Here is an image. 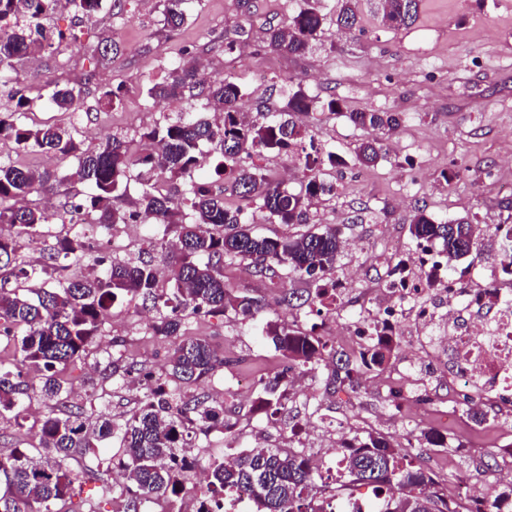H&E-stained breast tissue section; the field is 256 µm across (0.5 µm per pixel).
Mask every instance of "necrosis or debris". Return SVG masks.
<instances>
[{"mask_svg":"<svg viewBox=\"0 0 512 512\" xmlns=\"http://www.w3.org/2000/svg\"><path fill=\"white\" fill-rule=\"evenodd\" d=\"M378 290L352 295L351 271L338 273L322 313L360 340L437 337L452 356L457 383L476 403L512 390V273L488 263L483 273L448 272L440 249L393 240L377 254Z\"/></svg>","mask_w":512,"mask_h":512,"instance_id":"1","label":"necrosis or debris"}]
</instances>
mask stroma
<instances>
[{
  "label": "stroma",
  "instance_id": "1",
  "mask_svg": "<svg viewBox=\"0 0 512 512\" xmlns=\"http://www.w3.org/2000/svg\"><path fill=\"white\" fill-rule=\"evenodd\" d=\"M374 4L358 0L356 28L341 31L330 23L310 52L288 57L268 50L266 32L287 21L297 0H203L189 24L175 32L161 28L159 0L147 11L141 0H118L112 19L103 21L87 20L67 8L47 24L80 32L79 42L25 62L16 87L0 89V107H10L12 91H20L31 101V121L79 125L86 146L93 147L104 136L132 132L154 119L143 96L149 82L161 80L174 58L189 54L203 60L209 74L235 77L242 88L239 105L252 113L282 106L288 86L280 74L285 71L308 95L333 98L341 105L336 113L317 108L298 118L325 150L335 152L337 164L324 162L318 170L333 180L336 194L310 208L304 227L270 224L263 213L254 212L255 232L283 237L333 225L341 238H365L378 250L386 236L409 238V221L421 207L440 220L468 215L481 224L505 222L507 213L500 203L506 197L504 184L512 181V167L506 165L512 159V0H420L417 20L399 29L383 26ZM104 34L120 45L115 60L108 63L94 50ZM229 43L248 47L233 64L224 51ZM50 82L81 86L83 111L47 108ZM105 87L121 88L122 100L100 102ZM363 110L402 116L398 130L384 139V159L373 167L360 165L354 154L366 133L348 115ZM225 273L236 295L265 303L263 320L316 328L337 352H358L359 340L336 329L331 320L315 325L279 305L282 293L304 288L303 280L274 284L243 263ZM142 308L138 299L115 307L122 320L109 323L107 331L124 340L132 357L159 373L173 341L129 319V312ZM187 329L206 337L233 364L181 385V393L233 406L244 447H252L258 437L265 447H287L285 420L267 417L254 401L236 399L238 381L270 378L281 370L284 359L271 340L257 336L255 323L231 313L189 319ZM395 365L411 369L419 380L416 401L394 402L387 387L378 384L377 373L371 372L358 387L333 397L316 401L304 394L289 399L287 420L311 418L315 446L326 439L332 425L348 437L359 428L372 429L401 449L407 447L410 431L438 432L447 438L444 447L429 449L417 457V464L451 488L462 480L483 483L492 453L512 446V396L501 399L493 418L478 422L459 414L447 423L441 410L454 406L458 398L448 354L411 349L404 338ZM44 412V404L35 400L23 425L0 423V454L30 447Z\"/></svg>",
  "mask_w": 512,
  "mask_h": 512
}]
</instances>
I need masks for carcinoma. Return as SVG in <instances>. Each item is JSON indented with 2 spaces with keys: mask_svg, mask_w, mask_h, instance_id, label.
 I'll list each match as a JSON object with an SVG mask.
<instances>
[{
  "mask_svg": "<svg viewBox=\"0 0 512 512\" xmlns=\"http://www.w3.org/2000/svg\"><path fill=\"white\" fill-rule=\"evenodd\" d=\"M76 12L95 18L104 0H67ZM162 28L174 32L190 18L192 4L201 0H160ZM314 0H299L296 11L281 27L270 30L268 47L282 56L304 54L323 34L325 17ZM336 27L352 30L358 24L356 0H340ZM55 10V0H0V22L8 19L14 30L0 34V86L18 80L17 64L45 51L54 53L66 39L61 30L44 26ZM419 0H377V13L391 28L412 25ZM190 92L186 109L159 118L131 136L106 137L96 149L84 148L80 127L73 124L33 128L26 123L27 100L0 113V136L21 151L41 150L71 160L65 173L32 171L0 160V224L15 235H0V263L12 269L0 276V340L15 346L20 358L11 369H0V418L19 423L25 403L38 394L53 404L43 414L35 445L0 455V508L3 512H56L71 498L81 481L100 484L125 501V512H142L147 503L169 512L196 475L197 461L184 457L185 448L198 436L224 432L228 452L207 467L206 495L195 512H224V495L248 490L257 512H341L334 505L353 497L364 486L373 495L372 512H472L448 497V488L435 474L414 464L381 433L363 430L336 449L339 463L334 485L322 482L316 459L294 445L288 448H245L242 429L224 417V402L187 398L179 383L200 380L230 360L221 357L202 336L186 334L192 316L222 315L231 311L255 320L264 306L240 298L224 280V263L245 261L255 275L275 277L283 271L316 283V288L292 291L281 299L291 309L308 306L321 313L326 295L324 276L336 270L344 246L336 226L296 236L268 237L243 228L250 223L253 205L274 224H306L313 200L333 196L335 184L315 172L304 188L288 189L268 179L244 160L265 151L287 150L302 142L308 130L295 120L312 110L318 100L301 84L288 91L280 112H265L247 120L237 103L242 90L228 75H205L194 59L167 66L166 76L147 90L157 108ZM46 100L63 112H79L82 90L47 85ZM212 112L208 119L194 116L195 102ZM354 126L368 137L355 149L358 163L373 165L384 158L378 134L396 130L400 118L393 112L348 113ZM217 160L215 172L246 206L224 204V192L215 190L204 168L207 158ZM84 183L88 191L61 212L26 203L28 196L53 189V183ZM177 182L175 195L166 183ZM137 196L130 194V187ZM146 224L152 234L148 245L164 250L169 231L176 233V249L163 264L131 261L92 245L88 233L104 234L121 224ZM409 231L419 243H441L448 262L478 250L473 219L433 218L424 209L412 215ZM47 236L55 240L54 257L66 265L31 264L21 259L19 238ZM140 298L152 301L156 316L149 330L174 340L164 376L130 359L123 340L112 338L106 379L123 382L134 375L143 381V395L122 422L116 423L100 408L105 388L85 398L73 396L72 382L60 373L88 357L106 335L112 307ZM260 335L271 339L287 359L313 368L323 366L322 395L334 396L354 386L365 371L382 373L398 356L399 345L390 336L361 347L355 357L336 356L328 341L297 325L268 322ZM288 371L259 382L262 408L271 416L287 410L281 387ZM175 383L172 388L169 383ZM112 439L119 452L112 455L125 473L126 484L116 487L108 470L86 464L91 450Z\"/></svg>",
  "mask_w": 512,
  "mask_h": 512,
  "instance_id": "obj_1",
  "label": "carcinoma"
}]
</instances>
